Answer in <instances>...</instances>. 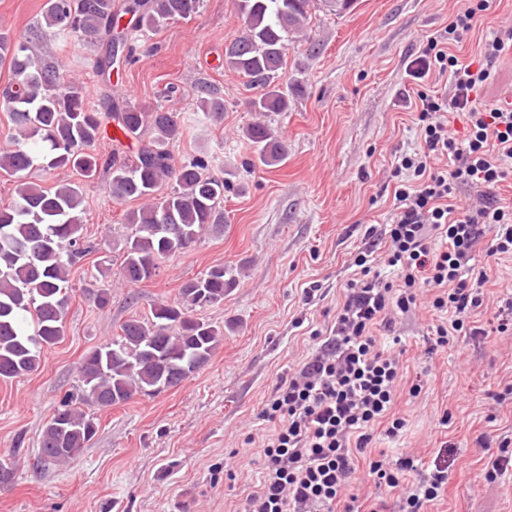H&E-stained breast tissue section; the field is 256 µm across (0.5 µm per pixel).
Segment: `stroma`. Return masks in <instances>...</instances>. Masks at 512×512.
<instances>
[{
  "label": "stroma",
  "mask_w": 512,
  "mask_h": 512,
  "mask_svg": "<svg viewBox=\"0 0 512 512\" xmlns=\"http://www.w3.org/2000/svg\"><path fill=\"white\" fill-rule=\"evenodd\" d=\"M465 0H357L337 17L317 12L309 42L289 46L282 77L294 84L288 111H250L243 77L224 65V49L243 33L235 0H203L191 19L168 24L140 47L113 97L129 104H161L186 122L171 151L176 161L208 155L213 173L231 188L224 221L186 252L162 262L151 280L128 285L120 277L117 244L131 235L123 221L137 201L118 202L104 181L85 185L83 236L97 250L73 267L65 335L44 348L37 371L0 381V459L15 468L11 489L0 491V512H241L261 466L248 437L262 433L258 414L278 380L312 351L307 329L331 322L343 284L369 226L383 227L393 208L392 172L420 144L414 121L418 87L406 70L427 37L443 34ZM512 26V0H489L476 28L454 48L468 61L479 40ZM91 105L105 91L87 64L89 48L54 42ZM215 83L224 94V119L197 125L193 87ZM178 86L176 96L164 95ZM273 129L287 147L273 168L246 169L252 150L244 129ZM109 274L91 278L94 266ZM214 265L236 282L222 302L200 318L223 326L224 339L209 361L179 385L153 396L93 408L95 437L67 465L40 458V437L66 393L80 384L89 351L111 342L123 322L146 316L151 304L175 302L186 281ZM484 305L472 315L483 325L512 288V259L486 269ZM320 296L305 302L303 289ZM111 294L106 307L90 292ZM430 293L396 320L406 344L408 380L422 390H400L395 404L405 418L399 440L375 435L372 446L431 461L449 443L448 494L428 512H512V475L485 477L479 435L512 438V400L495 393L512 385V335L457 337L433 357L424 338L433 320ZM236 477L224 478L225 463Z\"/></svg>",
  "instance_id": "stroma-1"
}]
</instances>
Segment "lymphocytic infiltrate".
Here are the masks:
<instances>
[{
    "label": "lymphocytic infiltrate",
    "instance_id": "obj_1",
    "mask_svg": "<svg viewBox=\"0 0 512 512\" xmlns=\"http://www.w3.org/2000/svg\"><path fill=\"white\" fill-rule=\"evenodd\" d=\"M488 7V0H467L445 37L427 39L409 64L418 79L447 76L449 91L417 90L421 144L393 171L394 214L383 230L367 229L333 323L310 330L311 356L280 378L262 405L259 417L269 432L261 439L260 479L245 512H363L355 492L362 469L376 487L400 491L401 512H425L448 488L447 448L427 463L375 454L369 445L376 429L396 438L406 428L394 411L406 348L392 329L396 314L416 308L420 289L431 290L435 314L426 354L447 349L462 334H512V293L484 326L469 323L484 303L486 278L473 274L477 260L512 257V205L498 193L512 175V108L479 99L496 63L512 52V27L481 42L478 63L448 50ZM455 113L467 119L461 139L448 132ZM460 186L476 191L475 204L462 213L453 203ZM380 244L395 278L378 268Z\"/></svg>",
    "mask_w": 512,
    "mask_h": 512
}]
</instances>
